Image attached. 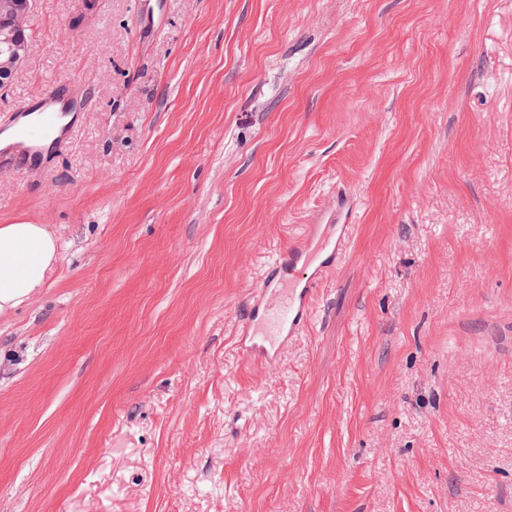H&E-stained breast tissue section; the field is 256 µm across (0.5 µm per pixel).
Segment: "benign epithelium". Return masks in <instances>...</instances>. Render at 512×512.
Returning a JSON list of instances; mask_svg holds the SVG:
<instances>
[{"label":"benign epithelium","mask_w":512,"mask_h":512,"mask_svg":"<svg viewBox=\"0 0 512 512\" xmlns=\"http://www.w3.org/2000/svg\"><path fill=\"white\" fill-rule=\"evenodd\" d=\"M32 0H0V93L12 86V80L24 63L29 36L26 18Z\"/></svg>","instance_id":"1"}]
</instances>
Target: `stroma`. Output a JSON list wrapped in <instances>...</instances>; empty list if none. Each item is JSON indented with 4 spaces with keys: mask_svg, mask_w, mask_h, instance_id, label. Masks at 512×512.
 <instances>
[{
    "mask_svg": "<svg viewBox=\"0 0 512 512\" xmlns=\"http://www.w3.org/2000/svg\"><path fill=\"white\" fill-rule=\"evenodd\" d=\"M35 0L0 170L61 244L0 318V512H512V0ZM356 228L279 368L246 288L337 189ZM91 89L57 82L51 90L24 102L11 112L8 135H0V168H42L68 143L82 112H87Z\"/></svg>",
    "mask_w": 512,
    "mask_h": 512,
    "instance_id": "obj_1",
    "label": "stroma"
}]
</instances>
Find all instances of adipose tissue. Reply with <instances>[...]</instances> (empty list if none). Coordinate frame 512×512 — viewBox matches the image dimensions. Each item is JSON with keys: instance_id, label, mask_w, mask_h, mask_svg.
<instances>
[{"instance_id": "adipose-tissue-1", "label": "adipose tissue", "mask_w": 512, "mask_h": 512, "mask_svg": "<svg viewBox=\"0 0 512 512\" xmlns=\"http://www.w3.org/2000/svg\"><path fill=\"white\" fill-rule=\"evenodd\" d=\"M59 259V242L44 225L1 224L0 315L29 301Z\"/></svg>"}]
</instances>
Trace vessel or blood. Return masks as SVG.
<instances>
[{"label":"vessel or blood","mask_w":512,"mask_h":512,"mask_svg":"<svg viewBox=\"0 0 512 512\" xmlns=\"http://www.w3.org/2000/svg\"><path fill=\"white\" fill-rule=\"evenodd\" d=\"M90 98V87L58 82L13 110L8 135L0 137V168H42L68 143ZM355 222L353 201L337 190L332 204L267 265L236 330L238 354L269 370L279 364L310 325L319 284L342 258Z\"/></svg>","instance_id":"obj_1"}]
</instances>
